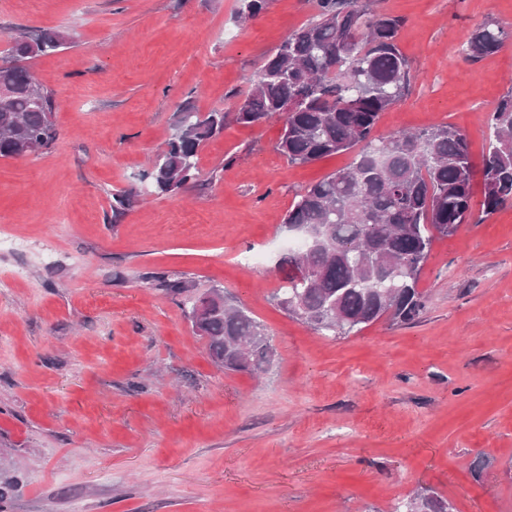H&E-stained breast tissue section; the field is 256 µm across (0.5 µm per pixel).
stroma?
Instances as JSON below:
<instances>
[{
    "label": "stroma",
    "mask_w": 512,
    "mask_h": 512,
    "mask_svg": "<svg viewBox=\"0 0 512 512\" xmlns=\"http://www.w3.org/2000/svg\"><path fill=\"white\" fill-rule=\"evenodd\" d=\"M402 19L413 79L376 133L451 125L473 161L512 90V42L469 61L472 31L512 0H362ZM0 0V64L17 30L72 33L28 60L57 137L0 158V451L25 477L11 512H392L421 487L453 512H512V202L437 237L410 323L323 336L277 304L284 220L354 153L291 165L282 122L235 119L264 60L315 0ZM223 110L200 175L148 177L181 108ZM134 205L113 219V190ZM164 272L221 286L265 325L269 374L210 359Z\"/></svg>",
    "instance_id": "obj_1"
}]
</instances>
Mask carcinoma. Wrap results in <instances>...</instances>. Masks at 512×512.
I'll return each instance as SVG.
<instances>
[{
  "label": "carcinoma",
  "mask_w": 512,
  "mask_h": 512,
  "mask_svg": "<svg viewBox=\"0 0 512 512\" xmlns=\"http://www.w3.org/2000/svg\"><path fill=\"white\" fill-rule=\"evenodd\" d=\"M402 19L364 9L359 0H316V14L288 36L260 67L236 113L237 122L283 119L276 150L292 165L358 150L352 164L306 187L286 224L321 233L323 246L301 258L309 282L292 278L275 293L277 304L324 336H345L384 317L410 321L424 306L419 274L435 235L455 232L474 205L475 165L467 137L449 126L375 136L383 112L404 94L410 70L397 38ZM512 40L495 21L471 34L466 55L480 60ZM72 36L59 31L23 32L11 38L12 64L0 66V88L11 92L0 108V157H22L50 148L56 136L55 101L22 62L65 49ZM488 122L493 143L481 160L480 205L494 213L512 202V91ZM224 131V112L185 111L167 148L153 163L161 193L180 191L198 173V150ZM128 190L112 193V217L130 207ZM156 286L181 297L186 318L206 339L212 362L226 370L265 375L275 357L264 325L240 302L213 286L193 291L186 280L163 273ZM19 486L11 464L0 462V512ZM431 489L399 503L396 512H449Z\"/></svg>",
  "instance_id": "cac0c4a2"
}]
</instances>
